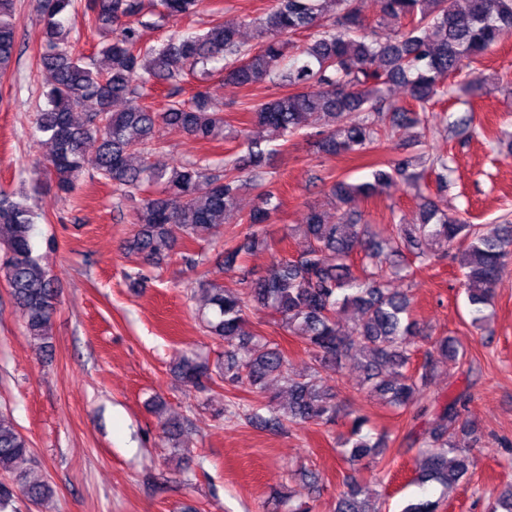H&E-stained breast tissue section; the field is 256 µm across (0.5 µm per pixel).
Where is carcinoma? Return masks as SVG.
<instances>
[{
    "instance_id": "cac0c4a2",
    "label": "carcinoma",
    "mask_w": 512,
    "mask_h": 512,
    "mask_svg": "<svg viewBox=\"0 0 512 512\" xmlns=\"http://www.w3.org/2000/svg\"><path fill=\"white\" fill-rule=\"evenodd\" d=\"M203 0H86L88 26L112 38L97 52L80 51L66 28V17L78 0H38L44 41L35 68L46 74L44 108L35 115L37 131L51 149L43 164L57 191L70 194L79 175L91 170L130 201L133 233L127 247L147 264L158 265L176 254L178 239L198 240L224 224L237 211L243 185L259 190L260 205L245 217L243 238L221 253L224 271L238 274L236 287L209 282L201 286L198 316L206 335L224 341V362L210 367L191 352L173 365L187 386L204 390L220 381L227 387L261 388L277 374L288 385V406L249 409L245 418L272 430L286 422H336V405L318 368L339 365L350 356L366 359L370 392L396 411H405L425 395L442 366L463 356L448 337L430 344L414 361L411 336L415 322L410 299L386 287L388 278L414 274L459 248L458 264L471 309V325L484 328V310L492 305L494 285L512 257V224L486 232L478 224L448 215L431 197H422L418 222L397 224L389 250L376 240L369 225H358L354 206L393 181L417 186L429 173L438 190L448 188V157L422 152L417 160L374 163L373 180L351 183L336 179L330 200L339 211L332 221L311 210L295 225L307 247L291 259L272 263L256 276L243 266L245 254L266 245L265 223L279 203L267 187L266 159L272 141H290L310 118L323 121L320 147L328 155H364L383 139L410 126L425 140L437 129L433 106L448 95V78L484 56L512 34V0H383L374 26L363 18L358 0H272L262 16L238 22L217 19L202 33L176 31L159 48L142 42L151 18L188 17ZM16 0H0V76L17 52ZM243 28L255 31L258 42L247 45ZM313 30V39L287 58L291 38ZM193 73L203 82L214 74L239 87L276 82L287 88L279 96L247 106L250 126L237 130L224 121V110L201 85L187 100L182 84ZM405 88L413 108L390 101L391 87ZM163 87L168 103L156 111L142 102L147 88ZM116 102L124 107L113 110ZM185 134L201 143L240 140L241 156L230 155L212 165L204 158L187 160L168 170L151 158L165 149L159 128ZM445 131L473 132L469 113L448 122ZM96 144L93 153L86 146ZM35 214L27 196L0 190V271L20 311L27 335L41 348L51 344L57 290L34 256ZM359 256L354 263L353 255ZM350 308L354 323L344 333L336 322L339 310ZM268 310L279 316L283 330L300 337L313 363L296 380L279 345L249 332V313ZM471 395L461 393L434 407L422 437L415 440L421 467L415 481L452 486L474 467L469 449L455 444L460 433L475 430L459 423ZM368 420L357 416L343 440L352 461L379 455L388 435L363 432ZM453 453L456 458L448 459ZM40 468L29 441L13 421L0 413V509L17 496L41 505L53 495L50 483L37 476ZM339 494L335 512H380L364 488L351 480ZM438 500L421 498L403 512H439Z\"/></svg>"
}]
</instances>
